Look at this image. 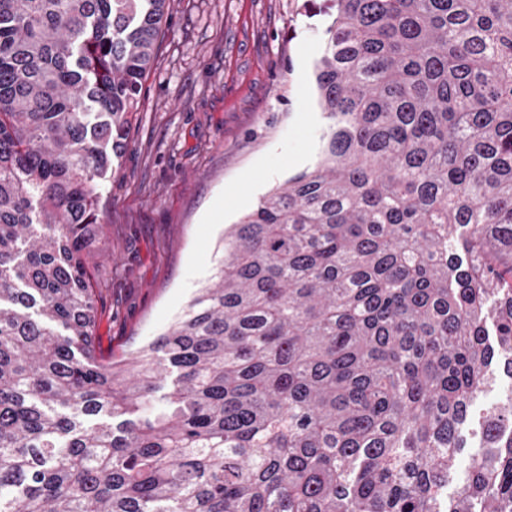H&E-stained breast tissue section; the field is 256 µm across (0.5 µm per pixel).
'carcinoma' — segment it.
I'll use <instances>...</instances> for the list:
<instances>
[{
  "label": "carcinoma",
  "instance_id": "carcinoma-1",
  "mask_svg": "<svg viewBox=\"0 0 512 512\" xmlns=\"http://www.w3.org/2000/svg\"><path fill=\"white\" fill-rule=\"evenodd\" d=\"M333 2L320 159L115 358L88 258L170 0H0V512H512V388L464 434L512 384V0Z\"/></svg>",
  "mask_w": 512,
  "mask_h": 512
}]
</instances>
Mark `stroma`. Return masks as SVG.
Segmentation results:
<instances>
[{
  "label": "stroma",
  "instance_id": "stroma-1",
  "mask_svg": "<svg viewBox=\"0 0 512 512\" xmlns=\"http://www.w3.org/2000/svg\"><path fill=\"white\" fill-rule=\"evenodd\" d=\"M328 18L303 0H172L128 145L106 183L96 334L147 347L211 284L224 230L317 161L312 78Z\"/></svg>",
  "mask_w": 512,
  "mask_h": 512
}]
</instances>
